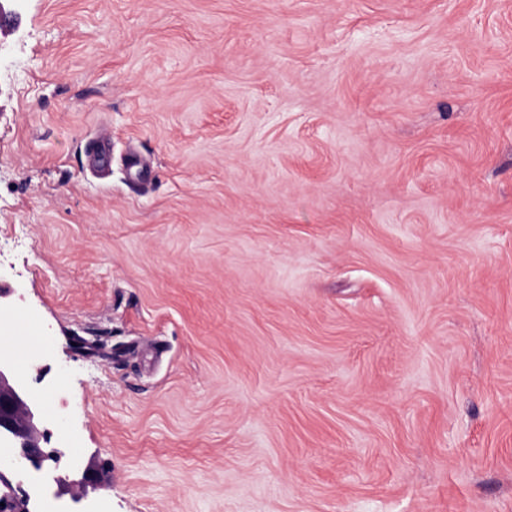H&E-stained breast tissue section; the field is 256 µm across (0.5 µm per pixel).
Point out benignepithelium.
Returning <instances> with one entry per match:
<instances>
[{
    "mask_svg": "<svg viewBox=\"0 0 512 512\" xmlns=\"http://www.w3.org/2000/svg\"><path fill=\"white\" fill-rule=\"evenodd\" d=\"M42 413L41 404L34 399L22 381L13 378L11 366L0 361V446L16 449L15 458L39 470L48 462L58 464L57 451H48L40 444L43 435L35 420ZM98 476L86 470L79 481L67 476L56 477V483L72 493L78 501L84 487L95 484ZM31 495L19 484H13L10 469L0 465V512H30Z\"/></svg>",
    "mask_w": 512,
    "mask_h": 512,
    "instance_id": "benign-epithelium-1",
    "label": "benign epithelium"
}]
</instances>
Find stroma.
<instances>
[{"instance_id":"stroma-1","label":"stroma","mask_w":512,"mask_h":512,"mask_svg":"<svg viewBox=\"0 0 512 512\" xmlns=\"http://www.w3.org/2000/svg\"><path fill=\"white\" fill-rule=\"evenodd\" d=\"M1 327L33 512H512V0H7ZM12 375L11 366L0 358V446L16 448L14 456L17 461L29 463L37 470L48 462L56 468L59 454L55 450L46 451L41 446L44 435L35 423L42 413L41 404L29 394L22 381Z\"/></svg>"}]
</instances>
